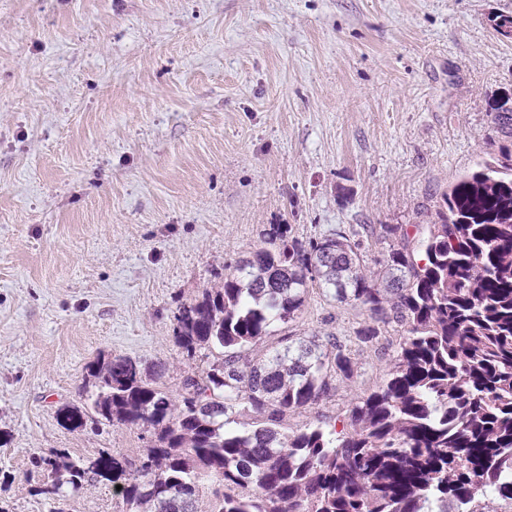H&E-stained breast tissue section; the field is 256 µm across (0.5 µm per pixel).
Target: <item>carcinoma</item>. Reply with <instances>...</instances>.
I'll return each mask as SVG.
<instances>
[{
    "label": "carcinoma",
    "mask_w": 512,
    "mask_h": 512,
    "mask_svg": "<svg viewBox=\"0 0 512 512\" xmlns=\"http://www.w3.org/2000/svg\"><path fill=\"white\" fill-rule=\"evenodd\" d=\"M505 138L499 156L443 194L426 235L383 227V264L365 263L356 233L303 241L271 224L262 244L222 283L175 315L187 356L207 349L206 376L183 381L172 401L126 358L86 365L101 419L149 425L156 440L135 470L109 454L66 464L67 484L123 481L124 501L149 512H196L209 483L211 512H490L512 502V92L489 103ZM358 305L368 322L350 344L329 331L282 336L258 356L277 324L295 321L310 288ZM406 325L396 353L387 328ZM386 360L376 388L351 400L347 431L325 421L284 427L351 381L358 356ZM85 412L58 409L62 426Z\"/></svg>",
    "instance_id": "obj_1"
}]
</instances>
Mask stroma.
<instances>
[{
	"mask_svg": "<svg viewBox=\"0 0 512 512\" xmlns=\"http://www.w3.org/2000/svg\"><path fill=\"white\" fill-rule=\"evenodd\" d=\"M512 0H0V512H129L67 461L138 464L146 425L56 419L85 367L127 357L179 399L208 350L175 342L181 305L217 286L272 224L425 229L499 153L489 98L512 88ZM365 318L312 290L265 340ZM385 365L288 429L343 426ZM56 457V472L35 458Z\"/></svg>",
	"mask_w": 512,
	"mask_h": 512,
	"instance_id": "obj_1",
	"label": "stroma"
}]
</instances>
